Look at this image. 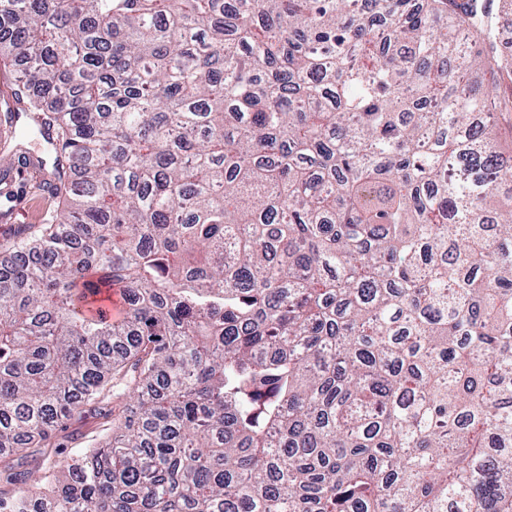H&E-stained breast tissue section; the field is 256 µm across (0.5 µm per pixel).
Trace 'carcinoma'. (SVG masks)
<instances>
[{
  "mask_svg": "<svg viewBox=\"0 0 512 512\" xmlns=\"http://www.w3.org/2000/svg\"><path fill=\"white\" fill-rule=\"evenodd\" d=\"M0 512H512L491 0H0ZM122 291L123 315L95 307ZM101 439L61 472L56 437ZM39 180L37 169L22 167L17 160L5 179L0 180V255L10 245L16 229L36 230L45 214L57 206L51 193L35 188ZM6 210L8 214L4 216ZM99 420L91 413L76 416L56 441L58 444L57 459L61 463L70 461L75 448H85L93 439L98 438Z\"/></svg>",
  "mask_w": 512,
  "mask_h": 512,
  "instance_id": "cac0c4a2",
  "label": "carcinoma"
}]
</instances>
